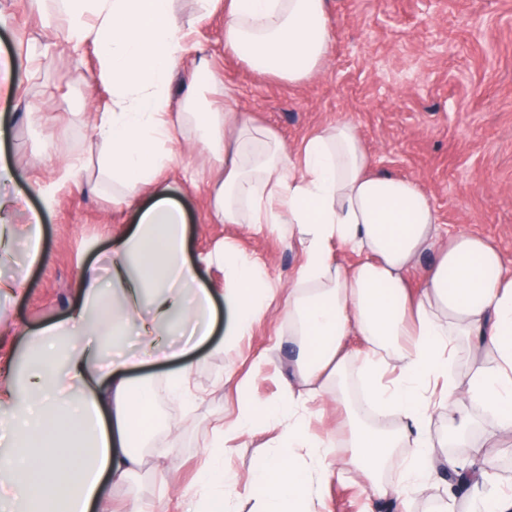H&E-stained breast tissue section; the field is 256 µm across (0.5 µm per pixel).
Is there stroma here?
Wrapping results in <instances>:
<instances>
[{"instance_id":"35a3bbf8","label":"stroma","mask_w":512,"mask_h":512,"mask_svg":"<svg viewBox=\"0 0 512 512\" xmlns=\"http://www.w3.org/2000/svg\"><path fill=\"white\" fill-rule=\"evenodd\" d=\"M332 49L322 69L291 85L251 69L224 51V5L217 0L199 17L194 0H176L175 11L192 25L193 39L206 57L216 83L207 97L215 107L232 102L268 128L288 149L309 133L338 120L357 128L378 171L418 180L431 196L448 232L482 234L512 258V0H330ZM8 23L0 26V52L15 60V91L0 94V161L15 180L5 189L19 200L13 221L24 224L30 209L42 213L41 252L29 262L25 238L14 244L13 260L0 264V278L24 275L25 292L0 296V352L23 365L40 330L66 316L76 299L82 268L108 264L112 231L130 223L126 208L107 186L60 192L45 207L34 187L55 177L42 158L82 156L85 176L97 177L99 145L92 115L110 102L100 78L93 45L74 49L66 39L68 18L57 0H0ZM52 44L53 52L30 71L32 44ZM38 125H31L29 108ZM224 171L222 158L204 151L193 131L179 145L169 171L168 193L188 213L190 256L223 249L256 259L269 279L288 283L301 261L284 226L254 231L247 224H219L210 210L211 188ZM269 351L257 363L261 351ZM294 342L288 334L283 301L256 320L251 336L232 352L203 347L191 374L193 404L169 399L165 368L146 365L137 383L156 392L158 436L143 451V464L112 498L123 512H165L166 500L187 490L198 474L213 431L238 412V394L228 375L246 380L262 404L279 401L282 384L293 374ZM469 441L448 452V429L441 413L431 419L432 455L440 466L426 490L404 499L373 495L365 480L331 482L321 491L317 512H470L471 492L456 495L446 478L449 462L468 464L480 454L494 461L503 492H512V434L493 417L473 412ZM271 422L254 424L233 441L226 460L233 472L227 492L229 512H254L253 469L276 451Z\"/></svg>"}]
</instances>
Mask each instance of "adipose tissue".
Instances as JSON below:
<instances>
[{"label":"adipose tissue","instance_id":"1","mask_svg":"<svg viewBox=\"0 0 512 512\" xmlns=\"http://www.w3.org/2000/svg\"><path fill=\"white\" fill-rule=\"evenodd\" d=\"M68 39L93 41L111 102L93 119L104 146L99 172L134 215L112 235L107 276L84 268L79 299L62 320L39 333L38 351L23 374L0 369V440L13 500L23 512H108L112 489L143 462L139 449L158 426L154 393L131 372L145 358L170 363L167 387L193 397L192 351L210 344L217 293L201 281L200 263L186 248V216L159 178L176 164L184 127L200 132L206 149L224 159L213 188L214 218L224 224H284L302 253L289 288L264 279L250 258H220L232 286L225 297L232 341L250 335L267 303L284 297L288 332L297 347V383L285 384L267 412L281 427V445L255 468L259 512H307L318 494L313 477L356 472L370 477L393 448L413 453L399 484L374 483L376 495L423 489L436 469L430 421L442 410L449 429L462 431L471 409L492 414L512 431V260L487 237L448 233L429 195L413 179L376 171L354 126L345 120L305 138L291 153L267 128L236 108L212 106L203 95L206 62L191 75L180 116L171 113L170 80L194 50L176 17L174 0H60ZM328 0H224V49L255 71L300 83L329 56ZM14 201H0V250L24 235L38 258L41 216L12 225ZM353 253L357 262L344 260ZM423 286L410 295L407 280ZM117 297L103 305L105 292ZM112 338L111 353L82 340L90 321ZM186 333L169 350V332ZM361 337L353 351L348 339ZM490 347L493 365L475 364L467 384L448 376L457 338ZM367 387L364 406L397 413L402 427L385 431L350 412L354 454L333 460L328 441L310 431L307 405L347 362ZM239 413L217 430L191 494V512H225L229 444L258 417L237 382ZM306 449L313 468L297 463Z\"/></svg>","mask_w":512,"mask_h":512}]
</instances>
